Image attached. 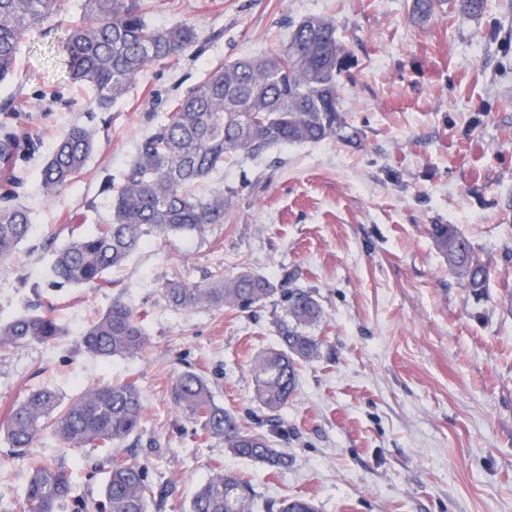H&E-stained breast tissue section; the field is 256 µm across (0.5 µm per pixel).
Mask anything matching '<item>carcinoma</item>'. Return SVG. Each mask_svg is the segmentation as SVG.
Masks as SVG:
<instances>
[{
  "mask_svg": "<svg viewBox=\"0 0 512 512\" xmlns=\"http://www.w3.org/2000/svg\"><path fill=\"white\" fill-rule=\"evenodd\" d=\"M63 0H0V81L13 68L29 33L61 10ZM442 0H412L417 24L429 22ZM154 0H84L82 15L62 42L71 79L92 90L98 108L108 109L147 67L190 51L196 30L183 22L152 25ZM352 67L349 52L329 19L310 15L295 27L288 43L273 54L244 56L203 74L184 95L173 99L164 118L141 139L120 186L107 181L113 193L109 219L86 228L71 227L67 245L52 261L55 282L97 288L105 274L153 238L204 234L224 223L232 195L217 190L206 196L195 188L224 166V159L246 160L274 146L315 144L359 134L347 122L338 96L339 76ZM18 144L12 128H0V155ZM95 148L93 131L72 127L60 138L41 169L47 195L71 185L84 171ZM31 217L19 203L0 205V259L9 258L28 236ZM428 234L448 261V268L466 288L482 296L488 288L489 266L479 259L469 236L454 224H431ZM285 305L276 319L279 345L257 356L253 373L257 399L270 412L280 411L297 389L298 366L319 356L321 343L302 332L317 322L322 308L312 291L279 288L249 271L222 275L206 283L170 280L162 288L168 305L192 310L200 306L250 310L275 294ZM64 335L50 314L0 319V347L47 344ZM88 354L100 358L139 354L145 334L133 308L121 296L80 337ZM172 400L177 408L200 419L208 437L224 441L234 455L272 469L288 467V456L275 441L239 424L216 404L209 383L192 370L175 379ZM143 404L134 380L93 384L65 401L49 387L33 390L8 413L5 439L12 452L26 454L44 434L65 449L88 445L109 452L102 487L103 500L77 503L81 512H149L162 493L148 483L147 466L112 454V448L137 433ZM253 485L220 469L196 489L189 512H254ZM25 500L28 512H60L75 500L68 471L54 461L28 458ZM276 512H317L312 501L291 498Z\"/></svg>",
  "mask_w": 512,
  "mask_h": 512,
  "instance_id": "cac0c4a2",
  "label": "carcinoma"
}]
</instances>
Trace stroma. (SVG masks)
Masks as SVG:
<instances>
[{
    "label": "stroma",
    "instance_id": "35a3bbf8",
    "mask_svg": "<svg viewBox=\"0 0 512 512\" xmlns=\"http://www.w3.org/2000/svg\"><path fill=\"white\" fill-rule=\"evenodd\" d=\"M83 0L31 32L0 82V126L30 133L14 160L28 238L0 261V317L53 314L54 343L0 348V427L10 407L49 386L63 398L86 385L136 380L142 429L116 452L137 458L166 492L159 512H187L213 469L243 475L257 512L293 497L319 512H512V0H486L482 14L444 7L426 25L411 0H157L154 25H193L198 43L155 64L125 95L98 110L91 90L72 87L59 46ZM332 19L354 59L339 83L359 144L340 140L225 159L204 191L233 189L223 223L200 237L154 239L113 269L109 288L48 283L53 253L72 224L110 214L105 182L120 184L138 142L171 97L208 69L287 44L308 15ZM93 128L96 148L74 186L39 189L58 138ZM455 224L491 265L488 292L473 296L427 233ZM252 271L312 290L321 343L302 363L295 395L279 412L255 397L251 360L277 338L279 297L251 312L177 310L161 295L172 279ZM122 292L147 333L142 353L101 360L83 352L81 331ZM206 378L215 402L268 434L288 469L229 453L199 419L173 403L177 376ZM35 454L69 471L75 493L100 498L91 472L103 451L63 452L43 436ZM27 461L0 436V496L26 512Z\"/></svg>",
    "mask_w": 512,
    "mask_h": 512
}]
</instances>
